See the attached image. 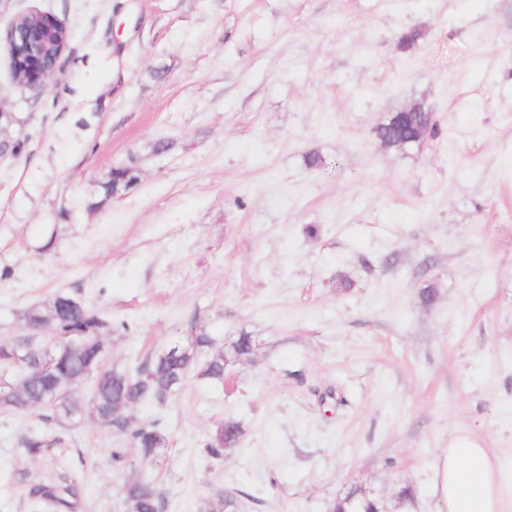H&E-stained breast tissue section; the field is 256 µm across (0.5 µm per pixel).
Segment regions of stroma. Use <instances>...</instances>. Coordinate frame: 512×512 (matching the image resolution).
<instances>
[{"label":"stroma","instance_id":"stroma-1","mask_svg":"<svg viewBox=\"0 0 512 512\" xmlns=\"http://www.w3.org/2000/svg\"><path fill=\"white\" fill-rule=\"evenodd\" d=\"M32 10L71 38L43 90L0 45V339L62 292L130 370L195 324L214 351L256 348L131 410L163 421L150 463L92 415L0 412V512H41L47 474L82 512H121L143 473L167 512L228 491L236 512H328L357 486L438 512L460 431L512 467V0H0L5 21ZM416 102L438 136L381 146ZM131 161L135 190L105 197ZM229 420L242 434L213 458ZM42 432L63 442L31 457ZM241 427L238 422L227 421L224 426L217 429L206 445L207 452L213 458L219 459L224 456V447L238 441L241 434Z\"/></svg>","mask_w":512,"mask_h":512}]
</instances>
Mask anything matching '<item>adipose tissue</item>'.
I'll return each mask as SVG.
<instances>
[{"instance_id": "ef3b65f1", "label": "adipose tissue", "mask_w": 512, "mask_h": 512, "mask_svg": "<svg viewBox=\"0 0 512 512\" xmlns=\"http://www.w3.org/2000/svg\"><path fill=\"white\" fill-rule=\"evenodd\" d=\"M438 512H512V469L472 435L451 437L435 472Z\"/></svg>"}]
</instances>
